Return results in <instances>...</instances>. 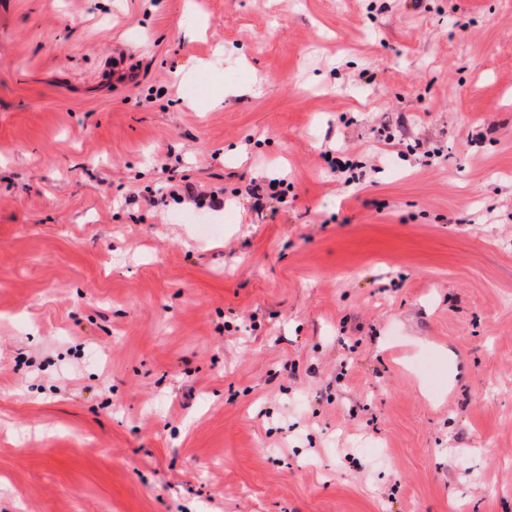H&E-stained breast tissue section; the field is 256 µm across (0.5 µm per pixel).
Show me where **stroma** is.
Segmentation results:
<instances>
[{
	"label": "stroma",
	"mask_w": 512,
	"mask_h": 512,
	"mask_svg": "<svg viewBox=\"0 0 512 512\" xmlns=\"http://www.w3.org/2000/svg\"><path fill=\"white\" fill-rule=\"evenodd\" d=\"M0 512H512V0H0ZM168 195L177 201L194 202L196 206H213L218 207L224 205V192L222 189L212 190L203 186H195L192 183H180L177 185L170 184L168 186Z\"/></svg>",
	"instance_id": "1"
}]
</instances>
